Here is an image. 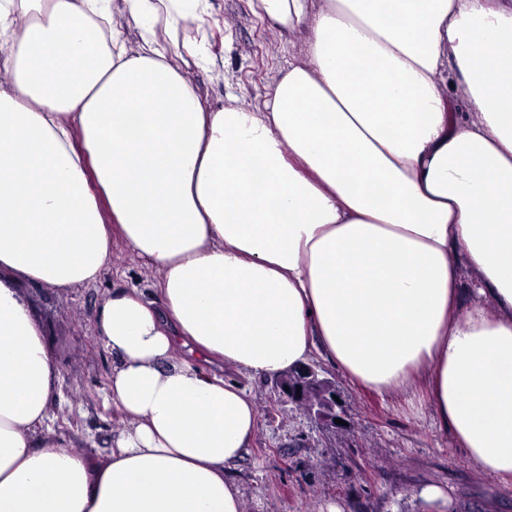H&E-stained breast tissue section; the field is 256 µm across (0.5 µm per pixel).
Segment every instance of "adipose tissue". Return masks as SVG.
Masks as SVG:
<instances>
[{"mask_svg":"<svg viewBox=\"0 0 512 512\" xmlns=\"http://www.w3.org/2000/svg\"><path fill=\"white\" fill-rule=\"evenodd\" d=\"M123 5L136 52L82 33L110 0H0V512H244L258 412L227 374L316 357L512 491V0H251L304 39L257 108L184 73L210 0ZM117 238L160 298L95 322L124 423L98 459L45 428L23 290L94 283Z\"/></svg>","mask_w":512,"mask_h":512,"instance_id":"ef3b65f1","label":"adipose tissue"}]
</instances>
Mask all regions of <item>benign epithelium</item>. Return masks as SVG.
I'll use <instances>...</instances> for the list:
<instances>
[{
  "label": "benign epithelium",
  "instance_id": "benign-epithelium-1",
  "mask_svg": "<svg viewBox=\"0 0 512 512\" xmlns=\"http://www.w3.org/2000/svg\"><path fill=\"white\" fill-rule=\"evenodd\" d=\"M277 388L285 402L295 406L323 429L344 428L351 430L352 423L345 400L337 401L336 382L323 376L316 363H303L279 376ZM342 419L347 425H338Z\"/></svg>",
  "mask_w": 512,
  "mask_h": 512
}]
</instances>
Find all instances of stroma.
<instances>
[{
	"label": "stroma",
	"mask_w": 512,
	"mask_h": 512,
	"mask_svg": "<svg viewBox=\"0 0 512 512\" xmlns=\"http://www.w3.org/2000/svg\"><path fill=\"white\" fill-rule=\"evenodd\" d=\"M210 2L201 21L179 32L183 40L205 37L211 59L208 68L187 73L207 105L231 94L257 106L280 72L302 58V39L280 36L254 16L249 0ZM159 279L158 270L117 243L96 283L24 290L59 378L48 424L77 451L103 454L122 427L106 399L112 355L94 336L97 312L113 289L136 287L151 297ZM327 373L351 409L353 434L322 431L280 401L275 379L237 375L258 407L255 439L233 471L245 512H512V493L454 447L430 408L412 410L355 388L336 368ZM431 485L444 490L447 503L422 498Z\"/></svg>",
	"instance_id": "35a3bbf8"
}]
</instances>
